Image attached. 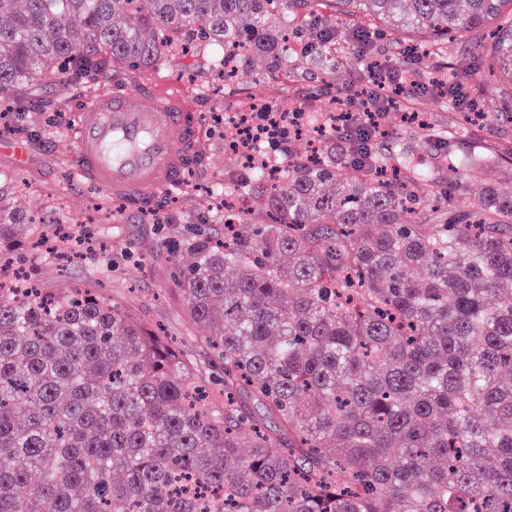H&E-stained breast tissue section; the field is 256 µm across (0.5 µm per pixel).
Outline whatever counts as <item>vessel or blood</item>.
Segmentation results:
<instances>
[{
	"label": "vessel or blood",
	"instance_id": "obj_1",
	"mask_svg": "<svg viewBox=\"0 0 512 512\" xmlns=\"http://www.w3.org/2000/svg\"><path fill=\"white\" fill-rule=\"evenodd\" d=\"M199 135L198 113L149 84L95 97L71 131L72 174L147 212L194 171Z\"/></svg>",
	"mask_w": 512,
	"mask_h": 512
}]
</instances>
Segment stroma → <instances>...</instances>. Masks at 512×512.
<instances>
[{
    "label": "stroma",
    "instance_id": "35a3bbf8",
    "mask_svg": "<svg viewBox=\"0 0 512 512\" xmlns=\"http://www.w3.org/2000/svg\"><path fill=\"white\" fill-rule=\"evenodd\" d=\"M350 34L347 27L336 31L342 51L334 71L312 68L292 73L281 69L272 75L263 68H244L227 91L221 89L213 70L191 51L169 55L160 66L144 72L107 75L100 83L90 78L66 88L52 85L34 92L16 90V97L25 100L28 109L13 122L0 124V136L24 140L29 161L20 168L10 155L0 153V175L15 189L17 206L37 219L38 234L48 238L49 244L40 248L27 245L29 229L21 227L16 245L8 250L12 261L48 291L101 289L112 300L138 312L148 325L161 329L201 368H208V354L194 339L172 279V247L189 236L224 237L221 203L213 189L237 179L244 170L241 159L231 156L224 146L225 137L234 133L232 116L255 111L269 101L297 112L327 110L348 84L365 76L360 47ZM473 49V41L456 42L449 45L446 56L423 60L416 67L411 58L395 54L391 41L372 45L378 60L396 70L418 69L422 82L454 71L485 114L483 123L472 126L464 145L465 150L490 156L478 184L503 185L512 181V164L495 157L494 152L505 145L512 147V124L500 121L502 100L491 92L483 74L474 68L456 69V60L470 56ZM154 79L161 81L163 92L179 96L200 114L199 168L156 209L141 213L125 208L116 214L107 193L76 183L69 167L74 148L70 131L90 98ZM415 101L433 129L432 137H421L411 125L399 122L387 136L376 139L375 149L385 154L397 144L407 143L417 159L433 166L429 193L444 196L451 166L436 163L435 157L446 153L441 138L460 122L461 113L440 96L419 94Z\"/></svg>",
    "mask_w": 512,
    "mask_h": 512
}]
</instances>
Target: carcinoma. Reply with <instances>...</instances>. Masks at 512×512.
<instances>
[{
	"instance_id": "cac0c4a2",
	"label": "carcinoma",
	"mask_w": 512,
	"mask_h": 512,
	"mask_svg": "<svg viewBox=\"0 0 512 512\" xmlns=\"http://www.w3.org/2000/svg\"><path fill=\"white\" fill-rule=\"evenodd\" d=\"M0 0V94L156 64L198 37L288 53V14L474 60L512 86V0ZM332 133L248 185L173 280L219 386L95 292L0 285V512H512V187L446 198ZM24 212L4 204L0 246Z\"/></svg>"
}]
</instances>
